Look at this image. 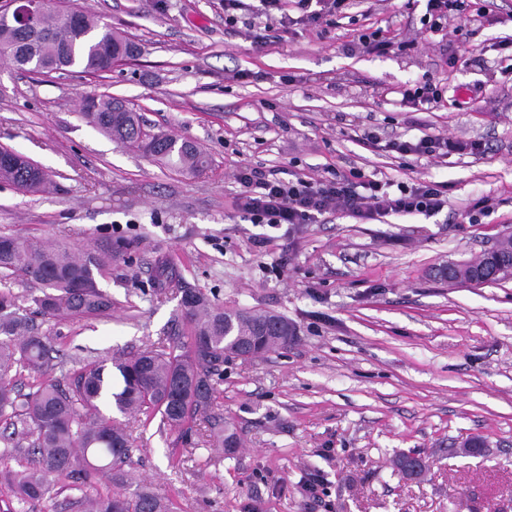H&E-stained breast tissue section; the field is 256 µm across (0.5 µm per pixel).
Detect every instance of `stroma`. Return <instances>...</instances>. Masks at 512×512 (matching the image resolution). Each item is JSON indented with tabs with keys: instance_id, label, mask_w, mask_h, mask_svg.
<instances>
[{
	"instance_id": "stroma-1",
	"label": "stroma",
	"mask_w": 512,
	"mask_h": 512,
	"mask_svg": "<svg viewBox=\"0 0 512 512\" xmlns=\"http://www.w3.org/2000/svg\"><path fill=\"white\" fill-rule=\"evenodd\" d=\"M127 33L140 56L103 77L34 75L0 62V147L21 152L53 184L26 194L0 183V236L124 258L99 286L112 316L47 319L38 288L11 285L26 315L60 346L52 377L161 345L178 309L155 295L167 259L188 287L227 308L270 311L297 329L288 349L225 362L215 410L241 444L226 453L198 419L188 435L159 417H128L133 472L171 512H512V279L482 286L434 278L435 267L480 257L512 229V73L495 40L512 38V0L477 6L442 29L421 24L426 0H371L317 27L292 12L276 36L224 0H85ZM397 46L348 51L366 28ZM466 63L453 62L452 52ZM430 79L445 90L418 111L401 91ZM89 92L126 100L145 120L193 141L209 168L186 177L112 142L81 121ZM447 134L485 144L479 156L421 159L385 151L391 139ZM281 178L358 172L368 179L448 184V207L359 223L339 214L294 237L242 220L233 208L240 166ZM491 213L468 223L473 199ZM267 237L257 248L253 241ZM485 449L467 454L464 442ZM420 454L409 479L395 458ZM317 480V498L303 491Z\"/></svg>"
}]
</instances>
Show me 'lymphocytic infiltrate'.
<instances>
[{
  "label": "lymphocytic infiltrate",
  "instance_id": "lymphocytic-infiltrate-1",
  "mask_svg": "<svg viewBox=\"0 0 512 512\" xmlns=\"http://www.w3.org/2000/svg\"><path fill=\"white\" fill-rule=\"evenodd\" d=\"M354 0H224V22L235 25L238 14L250 11L264 18L265 31L285 25L290 10L302 13L309 22L331 25L353 8ZM388 151L403 156L445 158L482 151L476 141L445 134L426 135L416 140H392ZM237 179L242 186L234 208L253 224L295 231L325 215L343 214L353 219L383 221L390 216L434 215L448 205V186L418 179L411 183L363 179L360 173L321 179H281L256 167L242 166Z\"/></svg>",
  "mask_w": 512,
  "mask_h": 512
}]
</instances>
